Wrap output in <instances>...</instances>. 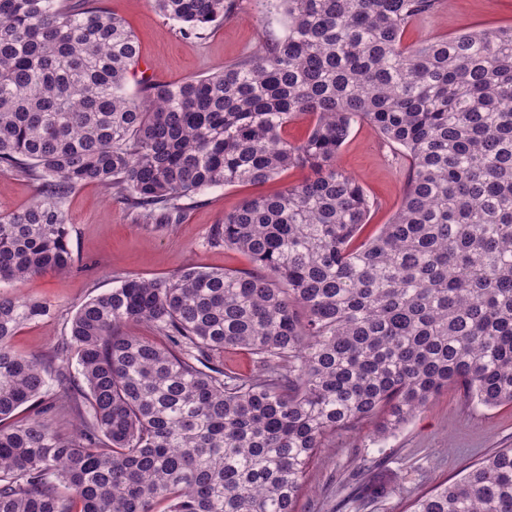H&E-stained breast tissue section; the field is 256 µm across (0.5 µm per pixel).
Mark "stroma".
Returning a JSON list of instances; mask_svg holds the SVG:
<instances>
[{
	"mask_svg": "<svg viewBox=\"0 0 512 512\" xmlns=\"http://www.w3.org/2000/svg\"><path fill=\"white\" fill-rule=\"evenodd\" d=\"M95 6L122 18L141 45L138 70L161 83H178L223 70L281 38L284 18L267 0H236L232 15L198 38L180 35L176 26L153 9L150 0H94ZM512 25V0H443L433 14L411 24L405 42L442 38L489 26ZM338 165L353 176L373 200L364 236L374 235L398 211L409 163L401 150L370 124L354 125ZM304 177L290 170L262 184L216 187L190 201L178 224H145L130 209L95 184L74 189L66 200L69 244L75 266L16 285L0 282V292H21L48 303L51 318L22 328L12 339L15 350L49 357L75 311L89 298L130 276L164 278L195 267L247 269L241 252L214 244L213 232L225 213L246 198L273 194ZM377 421L353 432H340L319 449L309 466L298 512H337L338 501L356 487L386 488V495L350 506L347 512H406L411 500L442 480H452L487 454L512 447V406L493 409L467 401L461 388L441 391L399 430L376 434Z\"/></svg>",
	"mask_w": 512,
	"mask_h": 512,
	"instance_id": "1",
	"label": "stroma"
}]
</instances>
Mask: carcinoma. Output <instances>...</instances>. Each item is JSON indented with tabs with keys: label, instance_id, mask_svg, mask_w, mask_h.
I'll use <instances>...</instances> for the list:
<instances>
[{
	"label": "carcinoma",
	"instance_id": "cac0c4a2",
	"mask_svg": "<svg viewBox=\"0 0 512 512\" xmlns=\"http://www.w3.org/2000/svg\"><path fill=\"white\" fill-rule=\"evenodd\" d=\"M152 2L188 38L235 9ZM440 5L273 0L283 38L132 93L140 51L120 17L0 0V169L39 188L0 213V281L72 268L64 202L80 185L177 224L207 189L307 172L224 214L213 241L254 268L128 277L45 361L12 338L50 306L0 293V512H296L338 432L380 417L384 437L450 386L512 405V26L405 43ZM302 119L305 137L286 138ZM358 122L409 162L399 210L365 241L373 202L336 165ZM230 350L258 372L223 364ZM411 512H512V448Z\"/></svg>",
	"mask_w": 512,
	"mask_h": 512
}]
</instances>
